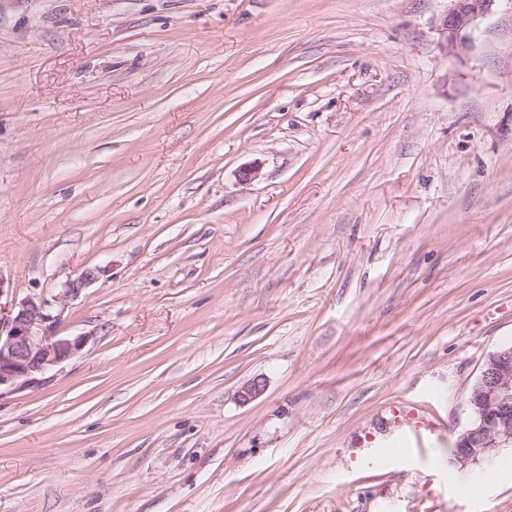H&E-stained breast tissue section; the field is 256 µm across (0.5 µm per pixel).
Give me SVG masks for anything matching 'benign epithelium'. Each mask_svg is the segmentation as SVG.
Here are the masks:
<instances>
[{
    "label": "benign epithelium",
    "mask_w": 512,
    "mask_h": 512,
    "mask_svg": "<svg viewBox=\"0 0 512 512\" xmlns=\"http://www.w3.org/2000/svg\"><path fill=\"white\" fill-rule=\"evenodd\" d=\"M440 18V48L463 57L474 44L480 22L498 0H449ZM100 269L86 268L67 280L56 299L28 296L0 314V396L20 390L67 362L87 346L88 335H62L58 324L65 305L98 278ZM265 390L262 378L247 381L238 392L249 402ZM468 406L472 424L454 450V462L464 467L497 448L512 447V346L491 353L472 386Z\"/></svg>",
    "instance_id": "benign-epithelium-1"
}]
</instances>
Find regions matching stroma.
<instances>
[{
  "mask_svg": "<svg viewBox=\"0 0 512 512\" xmlns=\"http://www.w3.org/2000/svg\"><path fill=\"white\" fill-rule=\"evenodd\" d=\"M448 6L0 0V275L103 270L0 397V512H512V447L452 462L512 345V0L461 60Z\"/></svg>",
  "mask_w": 512,
  "mask_h": 512,
  "instance_id": "35a3bbf8",
  "label": "stroma"
}]
</instances>
